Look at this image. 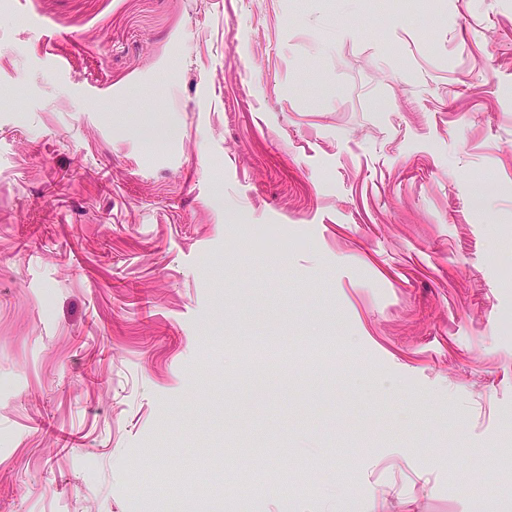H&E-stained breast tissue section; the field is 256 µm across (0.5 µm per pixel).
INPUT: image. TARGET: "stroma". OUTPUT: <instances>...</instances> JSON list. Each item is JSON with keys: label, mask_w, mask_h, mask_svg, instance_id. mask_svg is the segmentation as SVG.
Returning <instances> with one entry per match:
<instances>
[{"label": "stroma", "mask_w": 512, "mask_h": 512, "mask_svg": "<svg viewBox=\"0 0 512 512\" xmlns=\"http://www.w3.org/2000/svg\"><path fill=\"white\" fill-rule=\"evenodd\" d=\"M508 501L512 0H0V512Z\"/></svg>", "instance_id": "35a3bbf8"}]
</instances>
